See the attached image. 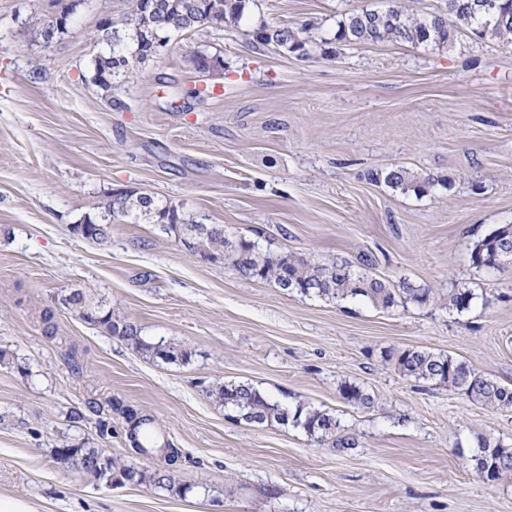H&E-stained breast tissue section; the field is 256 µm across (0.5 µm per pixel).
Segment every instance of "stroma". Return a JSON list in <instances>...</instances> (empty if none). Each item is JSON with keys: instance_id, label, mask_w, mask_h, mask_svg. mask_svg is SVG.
Instances as JSON below:
<instances>
[{"instance_id": "stroma-1", "label": "stroma", "mask_w": 512, "mask_h": 512, "mask_svg": "<svg viewBox=\"0 0 512 512\" xmlns=\"http://www.w3.org/2000/svg\"><path fill=\"white\" fill-rule=\"evenodd\" d=\"M374 2L247 0L239 26L173 34L161 57L132 63L116 110L89 79L103 14L131 0H81L48 45L36 39L47 0H0V349L14 358L0 363V497L37 512H512V474L486 481L469 462L475 434L512 447V410L382 360L419 347L512 385V263L470 259L477 237L512 224V51L460 34L442 49L365 44L330 58L248 45L256 23L331 29ZM199 51L221 57V75L194 69ZM204 85L211 95L187 97ZM394 165L454 185L419 197L369 180ZM116 189L265 250L370 254L380 277L475 298L458 313L286 294L130 218L102 244L72 236ZM75 289L148 339L181 343L189 362L148 359L76 319L59 302ZM345 380L373 408L345 403ZM241 381L333 414L358 447L230 419L206 390ZM118 402L181 449L176 490L109 487L57 460L67 445L127 456Z\"/></svg>"}]
</instances>
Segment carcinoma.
<instances>
[{
    "label": "carcinoma",
    "instance_id": "carcinoma-1",
    "mask_svg": "<svg viewBox=\"0 0 512 512\" xmlns=\"http://www.w3.org/2000/svg\"><path fill=\"white\" fill-rule=\"evenodd\" d=\"M142 0H135L132 11L119 20H110L112 30L121 40L105 43L104 50L94 59L91 83L114 107L112 89L130 61L146 62L153 58V32L144 24ZM156 6V27L160 32L182 33L212 28L208 11L216 6L223 11V25L240 22L245 0H151ZM499 13H480L475 10L476 0H444L442 9L434 13L415 14L404 0H383L382 4L367 6L341 15L333 29L322 30L319 23L301 25L286 23L271 25L261 22L247 31L253 47L273 46L299 57L308 58L316 52L330 57L343 46L390 42L399 45L442 47L451 41L452 34L464 33L474 41H496L505 48H512V0H497ZM369 179L393 189L412 191L425 196L439 187L449 189L452 181L441 176H418L401 166L392 167L380 174H369ZM98 212L86 216L89 235L87 239L98 243L109 239L111 220L115 216L144 218L167 232L171 224L189 229L206 228L200 235L191 237L185 244L189 251L198 250L211 262L222 260L241 277L272 282L284 292L342 302L361 300L377 308L389 309L400 303L426 304L433 299L432 291L402 280L395 285L373 276L369 267L371 257L360 258V265L344 259L328 262L309 260L288 251L272 252L259 248L257 242L244 236L226 234L222 224L201 225L190 219L179 207L162 204L152 196L124 191L120 196L109 195L97 206ZM471 261L479 268L496 269L505 261L512 262V224H499L473 242ZM474 294L468 289L448 291L446 305L458 312L470 307ZM65 308L77 319L96 326L111 337L124 341L142 355L165 362H186L189 352L182 345L165 341L149 342L142 330L133 322L115 314L106 302L92 297L81 289L70 292ZM386 360L402 375L416 382L432 383L459 391L473 403L497 409H512V387L487 377L449 355L426 349H393L386 352ZM342 398L351 406L369 409L373 398L363 388L344 381L339 387ZM216 403L236 413V418L249 424L274 423L302 428L307 435L319 442H328L336 449L355 448L357 437L341 428L336 418L319 409L295 410L270 400L250 383L217 384L207 391ZM128 424V439L139 453L147 454L151 448H164L163 432L151 417L140 415L118 405L115 407ZM477 452L471 456L476 474L486 473V480L496 481L512 473V448L485 435L476 437ZM104 452L102 448H60L57 456L73 457L68 468L84 478L105 483L111 478L122 484L146 489L171 490L174 488L173 466L180 452L172 449L164 465L146 469L121 457L108 456L102 464L94 459Z\"/></svg>",
    "mask_w": 512,
    "mask_h": 512
}]
</instances>
